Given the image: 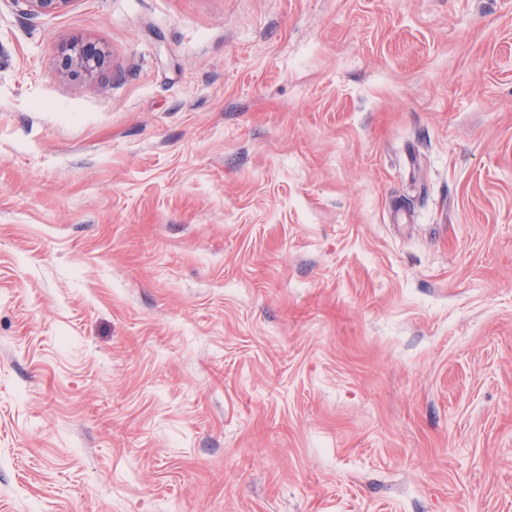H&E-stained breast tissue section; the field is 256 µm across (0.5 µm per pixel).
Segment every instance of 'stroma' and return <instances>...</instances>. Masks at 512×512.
<instances>
[{
	"mask_svg": "<svg viewBox=\"0 0 512 512\" xmlns=\"http://www.w3.org/2000/svg\"><path fill=\"white\" fill-rule=\"evenodd\" d=\"M0 512H512V0H0ZM61 60V70L73 75H88L101 68L106 60L105 51L95 44L75 40Z\"/></svg>",
	"mask_w": 512,
	"mask_h": 512,
	"instance_id": "35a3bbf8",
	"label": "stroma"
}]
</instances>
